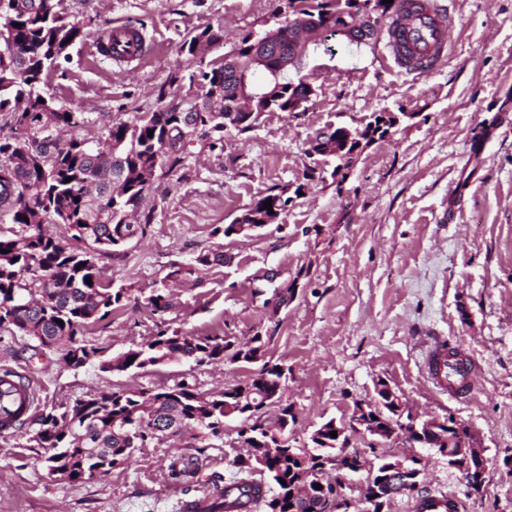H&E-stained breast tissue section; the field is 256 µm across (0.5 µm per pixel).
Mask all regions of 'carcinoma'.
Returning a JSON list of instances; mask_svg holds the SVG:
<instances>
[{"mask_svg": "<svg viewBox=\"0 0 512 512\" xmlns=\"http://www.w3.org/2000/svg\"><path fill=\"white\" fill-rule=\"evenodd\" d=\"M375 2L376 29L372 43L380 40L385 22L400 8L401 0L384 4L382 0H287L288 18L279 25L281 45L288 48V26L317 21L331 36L343 33L341 26L351 11ZM34 9L19 17L17 39L27 53L19 61L23 71L15 76L0 74V112L10 114L9 129L0 133V158L14 165L12 180H0V216L9 220L7 231H0V327L6 325L47 348H64L69 365L82 366L77 353L98 354L83 340L88 324L111 314L127 294V289L111 290L98 279L96 255L124 246L121 233L130 225L119 222L118 212L140 196L136 172L144 167L172 171L182 164L185 137L201 138L224 124V113L237 109L232 76L220 64L206 71L191 72L189 82H198L201 94L187 109L205 116L209 125L192 131L176 120L177 107H159L143 112L129 123L109 128L104 143L93 144L84 138L61 141L55 152L38 159L29 155L25 133L40 128L43 117L58 128L75 129L85 123L83 113L63 107L41 112L44 95L39 83L50 62L57 23L62 14L55 0H29ZM265 91L280 104L275 111H288V99L304 92L303 83H262ZM153 136H148V132ZM71 181H65V178ZM60 222L68 226L70 239L86 244L64 243L43 231V225ZM91 282H86V279ZM257 345L246 350V363L265 348L259 335ZM233 342L224 336L170 334L160 330L150 340L102 364L107 371H126L155 366L163 360L192 359L197 364L222 362ZM286 377L282 366L265 361L249 384L226 388L203 399L186 381L157 389L132 393H109L77 399L38 418L39 429L31 436L43 449L40 461L47 474L70 472L78 482L106 475L117 464L132 457V450L155 441L154 429L162 420L178 422L193 443L224 436V423L240 420V431L249 444L265 436L263 410L280 405L278 421L291 436L296 424L292 405L282 403ZM335 420L329 419L311 435L312 450L285 446L278 454L261 460L240 457L239 471L246 476L211 493L212 506L202 512H227L232 495L245 497L254 505L265 503L268 512H289L287 496L299 481L304 456L318 465L338 451ZM201 468V451L182 454L170 464V475L179 483H190ZM258 469L267 474L276 492L270 500L260 484L247 477Z\"/></svg>", "mask_w": 512, "mask_h": 512, "instance_id": "cac0c4a2", "label": "carcinoma"}]
</instances>
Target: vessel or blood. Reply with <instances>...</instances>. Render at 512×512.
I'll return each instance as SVG.
<instances>
[{
	"instance_id": "1",
	"label": "vessel or blood",
	"mask_w": 512,
	"mask_h": 512,
	"mask_svg": "<svg viewBox=\"0 0 512 512\" xmlns=\"http://www.w3.org/2000/svg\"><path fill=\"white\" fill-rule=\"evenodd\" d=\"M423 9L407 18L392 17L387 23V55L390 67L402 73L428 74L437 70L448 56L449 33L454 18L441 0H419ZM131 25L120 23L110 36L96 37L91 53L118 64L141 62L148 58L145 40L132 35ZM423 376L435 390L459 400H470L475 393L474 372L467 355H449L445 340L430 344L423 358ZM414 512H461L462 502L454 494L432 495L416 501Z\"/></svg>"
}]
</instances>
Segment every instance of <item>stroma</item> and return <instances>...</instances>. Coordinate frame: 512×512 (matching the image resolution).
Listing matches in <instances>:
<instances>
[{
	"mask_svg": "<svg viewBox=\"0 0 512 512\" xmlns=\"http://www.w3.org/2000/svg\"><path fill=\"white\" fill-rule=\"evenodd\" d=\"M81 28L68 58L48 71L41 91L84 112L78 137L104 138L108 125L180 101L189 83L185 40L222 28L221 62L248 33L274 23L285 0H58ZM456 19L443 66L404 75L384 60V42H322L299 75L315 93L296 112L264 113L253 130H227L222 147L187 140L175 171H160L141 205L147 235L97 257L99 279L127 288L119 309L92 322L88 345L107 359L166 329L263 336L268 356L288 367L285 397L297 422L292 444L310 449L323 422L346 424L350 447L376 455L414 456L428 494L452 492L466 512H512V0H450ZM134 24L154 44L144 64L117 66L89 47L114 24ZM403 113L385 140L353 162L345 183L321 176L312 139L331 127H359L370 113ZM289 203L278 223L248 236H224L262 195ZM220 249L230 264L195 270L199 254ZM178 279H171L174 270ZM169 301L153 313V291ZM476 364L466 402L437 394L421 364L433 337ZM30 370L33 420L0 436V512H182L184 501L232 483L246 451L240 421L203 449L197 483L174 496L169 466L188 438L136 449L104 476L72 483L47 476L31 437L51 408L100 393L135 392L181 380L215 393L248 382L258 367L243 362L174 360L146 369L106 372L67 365L61 352L0 329V366ZM402 395L418 419L455 418L479 432L485 483L471 492L435 449L404 439L376 441L350 422L378 381Z\"/></svg>",
	"mask_w": 512,
	"mask_h": 512,
	"instance_id": "stroma-1",
	"label": "stroma"
}]
</instances>
